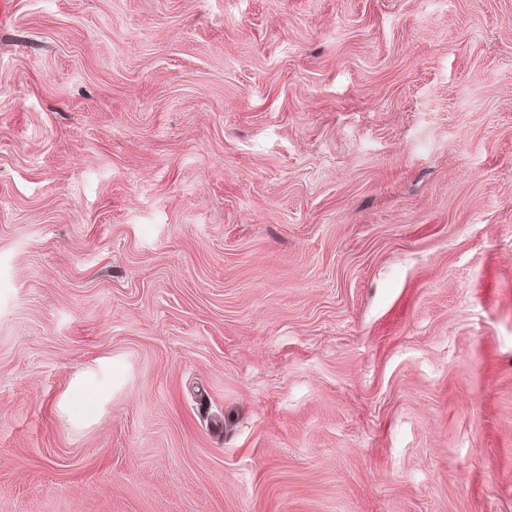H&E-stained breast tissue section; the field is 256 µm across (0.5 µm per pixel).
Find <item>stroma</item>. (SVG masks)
<instances>
[{"label": "stroma", "instance_id": "1", "mask_svg": "<svg viewBox=\"0 0 512 512\" xmlns=\"http://www.w3.org/2000/svg\"><path fill=\"white\" fill-rule=\"evenodd\" d=\"M0 512H512V0H9Z\"/></svg>", "mask_w": 512, "mask_h": 512}]
</instances>
